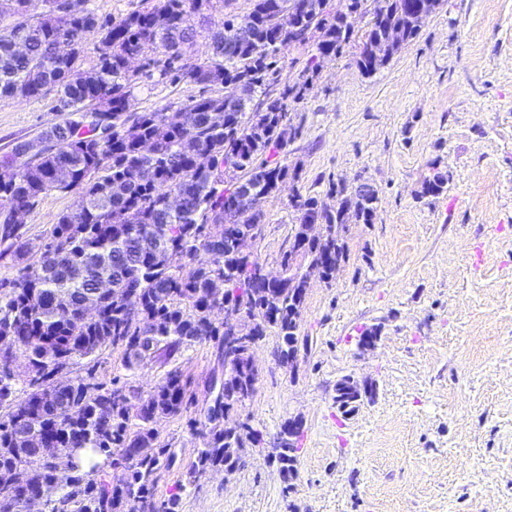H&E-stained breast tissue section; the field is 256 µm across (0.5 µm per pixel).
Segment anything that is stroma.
<instances>
[{"mask_svg": "<svg viewBox=\"0 0 512 512\" xmlns=\"http://www.w3.org/2000/svg\"><path fill=\"white\" fill-rule=\"evenodd\" d=\"M356 52L319 60L313 89L289 104L300 133L280 158L298 177L261 204L256 256L276 274L296 197L324 201L332 184L359 176L379 196L374 222L350 225L335 278L311 282L295 369L276 361L275 333L254 351L261 376L241 415L271 439L303 418L296 478L284 482L264 446L232 474L189 483L203 445L189 421L203 417L208 381L223 372L213 344L130 371L121 349L97 358L107 386L118 376L146 394L171 370L189 378L193 404L153 424L180 459L156 498L179 493L178 512H512V0H442L373 76ZM199 91L144 78L134 96L139 109L175 111ZM55 105L51 94L0 96V155L58 123ZM437 169L447 191L420 197ZM78 198L50 192L25 215L33 253ZM367 329L379 336L364 349ZM348 376L373 389L350 415L336 405Z\"/></svg>", "mask_w": 512, "mask_h": 512, "instance_id": "stroma-1", "label": "stroma"}]
</instances>
